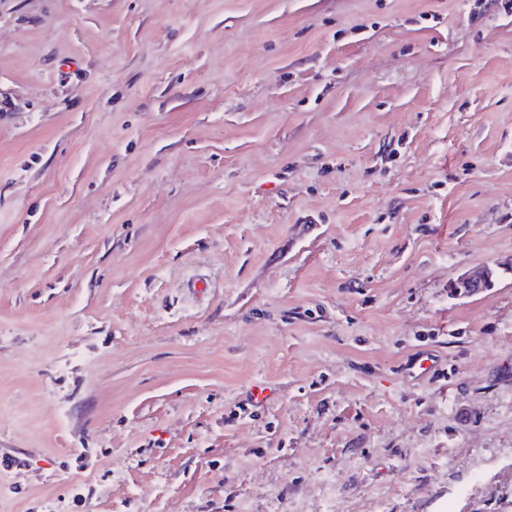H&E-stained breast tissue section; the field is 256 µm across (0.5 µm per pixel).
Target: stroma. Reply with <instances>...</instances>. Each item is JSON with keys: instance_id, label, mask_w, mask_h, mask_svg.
Here are the masks:
<instances>
[{"instance_id": "35a3bbf8", "label": "stroma", "mask_w": 512, "mask_h": 512, "mask_svg": "<svg viewBox=\"0 0 512 512\" xmlns=\"http://www.w3.org/2000/svg\"><path fill=\"white\" fill-rule=\"evenodd\" d=\"M0 512H512V15L0 0Z\"/></svg>"}]
</instances>
